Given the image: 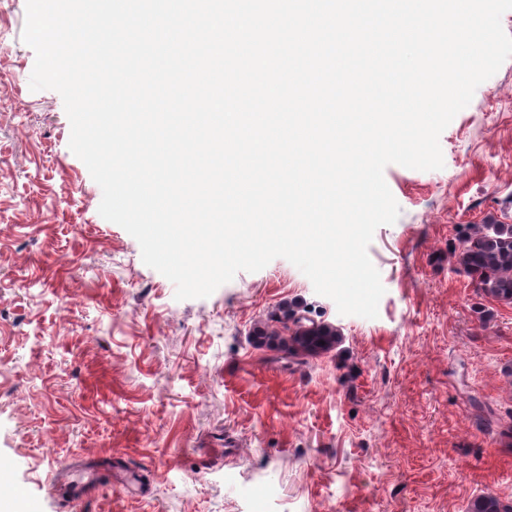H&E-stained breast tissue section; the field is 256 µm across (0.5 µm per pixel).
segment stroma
I'll return each instance as SVG.
<instances>
[{
    "label": "stroma",
    "mask_w": 512,
    "mask_h": 512,
    "mask_svg": "<svg viewBox=\"0 0 512 512\" xmlns=\"http://www.w3.org/2000/svg\"><path fill=\"white\" fill-rule=\"evenodd\" d=\"M26 0H0V512H468L512 503V304L454 272L460 231L512 224V58L440 136L386 166L400 207L368 255L378 316L339 314L283 258L176 300L98 212L59 93L31 90ZM337 326L317 356L254 347L285 308ZM235 442L225 452V442ZM103 481L71 499L86 464Z\"/></svg>",
    "instance_id": "35a3bbf8"
}]
</instances>
